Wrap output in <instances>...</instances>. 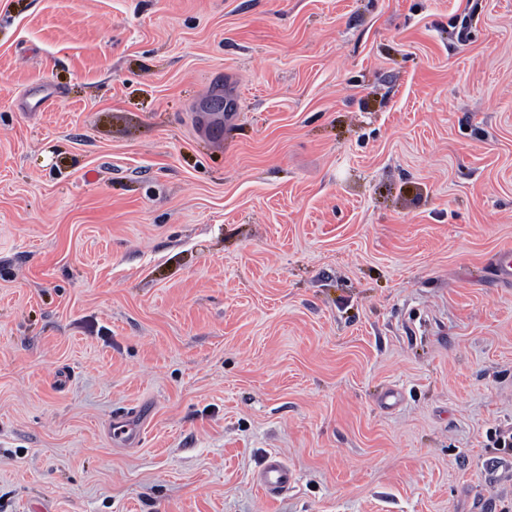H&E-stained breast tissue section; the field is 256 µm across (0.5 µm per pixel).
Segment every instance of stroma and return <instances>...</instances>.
Instances as JSON below:
<instances>
[{
    "instance_id": "obj_1",
    "label": "stroma",
    "mask_w": 512,
    "mask_h": 512,
    "mask_svg": "<svg viewBox=\"0 0 512 512\" xmlns=\"http://www.w3.org/2000/svg\"><path fill=\"white\" fill-rule=\"evenodd\" d=\"M506 251L512 0H0V512H512ZM258 481L268 495H278L288 490L295 477L277 456H272L267 460Z\"/></svg>"
}]
</instances>
